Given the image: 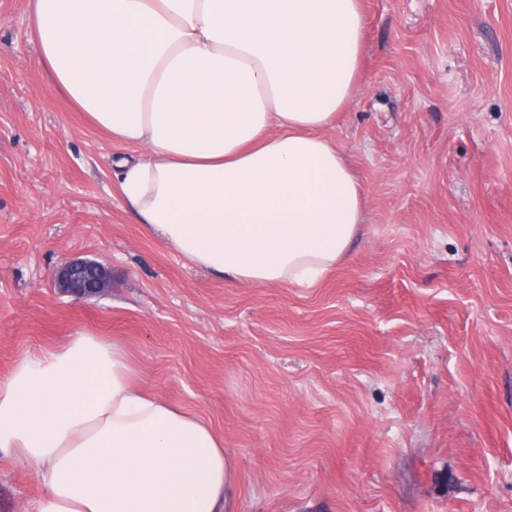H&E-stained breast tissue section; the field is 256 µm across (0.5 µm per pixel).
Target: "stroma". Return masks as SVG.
Wrapping results in <instances>:
<instances>
[{"label":"stroma","instance_id":"35a3bbf8","mask_svg":"<svg viewBox=\"0 0 512 512\" xmlns=\"http://www.w3.org/2000/svg\"><path fill=\"white\" fill-rule=\"evenodd\" d=\"M360 87L328 136L367 193L311 287L243 284L155 240L121 150L50 88L0 0V378L87 333L202 417L231 512H512V0H364ZM103 264V295L53 281ZM40 491L0 468V512ZM107 269L93 260L74 259L61 264L54 272V282L75 299L101 295L108 287Z\"/></svg>","mask_w":512,"mask_h":512}]
</instances>
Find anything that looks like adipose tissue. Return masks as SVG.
<instances>
[{"mask_svg":"<svg viewBox=\"0 0 512 512\" xmlns=\"http://www.w3.org/2000/svg\"><path fill=\"white\" fill-rule=\"evenodd\" d=\"M54 93L112 141L118 194L187 261L313 285L366 221L327 132L358 81L362 0H29ZM0 451L42 486L25 512H224L234 464L196 414L81 334L0 379Z\"/></svg>","mask_w":512,"mask_h":512,"instance_id":"adipose-tissue-1","label":"adipose tissue"}]
</instances>
